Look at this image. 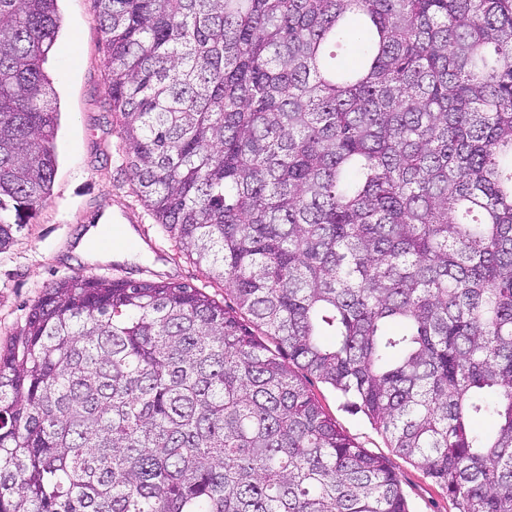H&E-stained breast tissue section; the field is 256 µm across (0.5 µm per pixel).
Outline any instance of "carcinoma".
I'll use <instances>...</instances> for the list:
<instances>
[{"label":"carcinoma","mask_w":512,"mask_h":512,"mask_svg":"<svg viewBox=\"0 0 512 512\" xmlns=\"http://www.w3.org/2000/svg\"><path fill=\"white\" fill-rule=\"evenodd\" d=\"M58 2L0 0V250L51 192ZM95 3L115 154L236 308L47 288L0 352V512H409L297 368L512 512V0Z\"/></svg>","instance_id":"carcinoma-1"}]
</instances>
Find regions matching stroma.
Segmentation results:
<instances>
[{
	"mask_svg": "<svg viewBox=\"0 0 512 512\" xmlns=\"http://www.w3.org/2000/svg\"><path fill=\"white\" fill-rule=\"evenodd\" d=\"M63 29L44 65L60 101L52 192L34 218L0 250V349L25 323L29 308L54 282L83 276L166 280L205 289L232 305L204 268L177 254L112 149L116 124L105 105L109 58L94 0H60ZM121 214L135 232L124 254L91 258L78 252L82 234L103 212ZM304 382L323 410L361 448L384 457L396 474L411 512H457L447 492L413 462L389 448L384 435L345 399L312 376Z\"/></svg>",
	"mask_w": 512,
	"mask_h": 512,
	"instance_id": "obj_1",
	"label": "stroma"
}]
</instances>
